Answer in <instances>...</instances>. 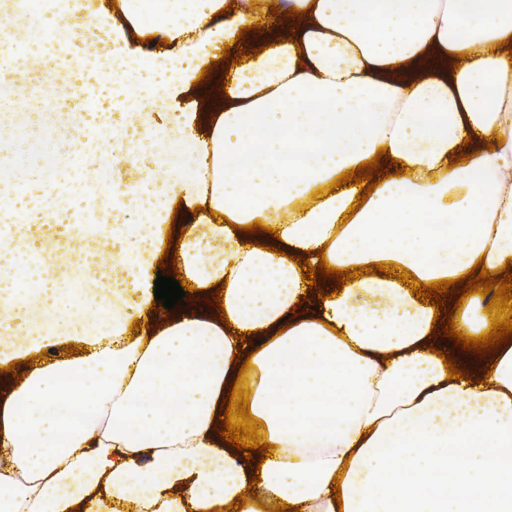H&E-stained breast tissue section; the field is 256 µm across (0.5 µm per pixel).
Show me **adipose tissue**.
I'll return each mask as SVG.
<instances>
[{"mask_svg":"<svg viewBox=\"0 0 512 512\" xmlns=\"http://www.w3.org/2000/svg\"><path fill=\"white\" fill-rule=\"evenodd\" d=\"M174 3L116 0L97 26L116 85L76 112L6 117L24 138L0 132L28 176L27 139L78 143L101 98L138 131L111 195L79 204L124 221L66 226L73 263L27 262L58 251L38 226L65 204L62 184L44 179L35 207L0 177V366L67 338L83 347L0 394V512H224L241 496L239 512H512V343L485 382V360L454 350L473 377L449 379L433 306L381 272L292 314L303 258L392 264L427 285L512 261V0ZM77 7L0 0V40L39 48L0 53V91L64 68ZM275 7L303 10L299 29L264 33L226 95H208L203 68ZM465 145L471 158L451 165ZM382 148L406 171L355 207L359 188L333 183ZM177 209L195 217L179 257L196 299L162 318L155 263ZM257 221L279 240L242 234ZM236 378L271 448L255 485L216 430Z\"/></svg>","mask_w":512,"mask_h":512,"instance_id":"ef3b65f1","label":"adipose tissue"}]
</instances>
